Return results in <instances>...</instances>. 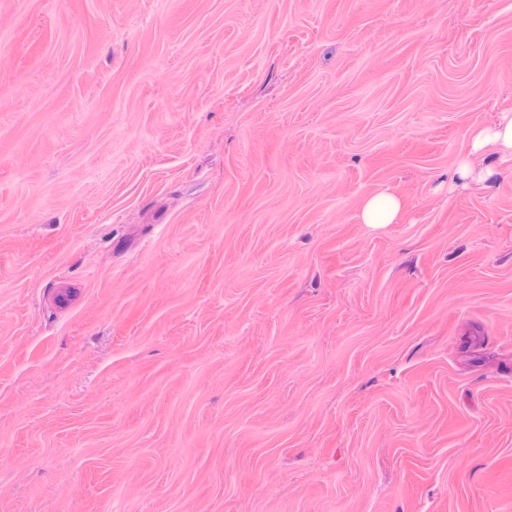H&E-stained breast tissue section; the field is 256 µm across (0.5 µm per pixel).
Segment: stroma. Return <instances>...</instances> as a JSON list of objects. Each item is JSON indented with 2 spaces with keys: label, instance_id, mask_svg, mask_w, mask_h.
Instances as JSON below:
<instances>
[{
  "label": "stroma",
  "instance_id": "obj_1",
  "mask_svg": "<svg viewBox=\"0 0 512 512\" xmlns=\"http://www.w3.org/2000/svg\"><path fill=\"white\" fill-rule=\"evenodd\" d=\"M510 110L512 0H0V512H512ZM473 152L490 149L501 164L512 165V113L501 112L496 129H474L472 131Z\"/></svg>",
  "mask_w": 512,
  "mask_h": 512
}]
</instances>
